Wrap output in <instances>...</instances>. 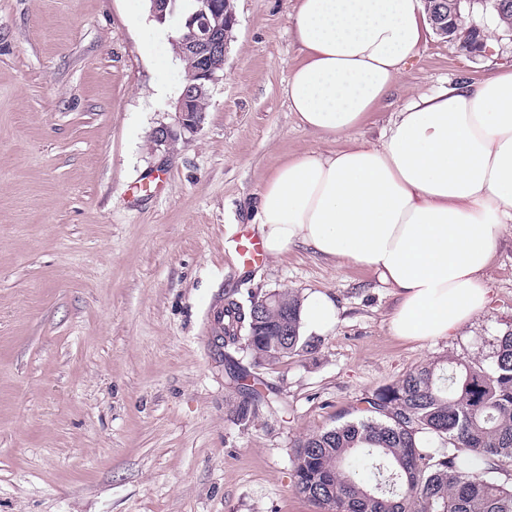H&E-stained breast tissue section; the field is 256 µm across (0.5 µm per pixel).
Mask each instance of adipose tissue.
Returning a JSON list of instances; mask_svg holds the SVG:
<instances>
[{
    "label": "adipose tissue",
    "instance_id": "obj_1",
    "mask_svg": "<svg viewBox=\"0 0 512 512\" xmlns=\"http://www.w3.org/2000/svg\"><path fill=\"white\" fill-rule=\"evenodd\" d=\"M292 21L288 107L332 136L387 98L431 31L423 0H296ZM253 212L268 255L301 244L377 272L397 298L393 336H451L487 308L484 271L512 227V69L410 101L380 144L284 163ZM337 314L328 293L302 298L305 335L331 332Z\"/></svg>",
    "mask_w": 512,
    "mask_h": 512
}]
</instances>
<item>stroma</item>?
<instances>
[{
    "label": "stroma",
    "instance_id": "35a3bbf8",
    "mask_svg": "<svg viewBox=\"0 0 512 512\" xmlns=\"http://www.w3.org/2000/svg\"><path fill=\"white\" fill-rule=\"evenodd\" d=\"M292 6L235 0L224 73L190 133L174 108L183 63L147 48L179 18L133 0H0V512H317L293 488L300 438L421 364L492 366L512 329L511 235L486 272L490 307L427 343L392 336L395 297L369 268L301 245L245 268L224 242L282 162L379 142L411 98L511 67L512 35L478 12L487 55L429 37L390 98L335 137L288 108ZM161 126L172 145L151 150ZM284 290L329 293L339 321L278 363L237 350L279 400L244 427L208 312L231 291Z\"/></svg>",
    "mask_w": 512,
    "mask_h": 512
}]
</instances>
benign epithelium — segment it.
I'll list each match as a JSON object with an SVG mask.
<instances>
[{"instance_id": "obj_1", "label": "benign epithelium", "mask_w": 512, "mask_h": 512, "mask_svg": "<svg viewBox=\"0 0 512 512\" xmlns=\"http://www.w3.org/2000/svg\"><path fill=\"white\" fill-rule=\"evenodd\" d=\"M151 17L163 24L176 13L175 0H149ZM237 15L231 0H196L195 10L181 24L178 36L172 40L175 54L186 61L182 92L175 104L180 125L189 132L199 130L209 107L211 86L224 70V57L229 37L237 25ZM481 27L470 29L451 39L458 50L470 57L489 52L477 40Z\"/></svg>"}]
</instances>
